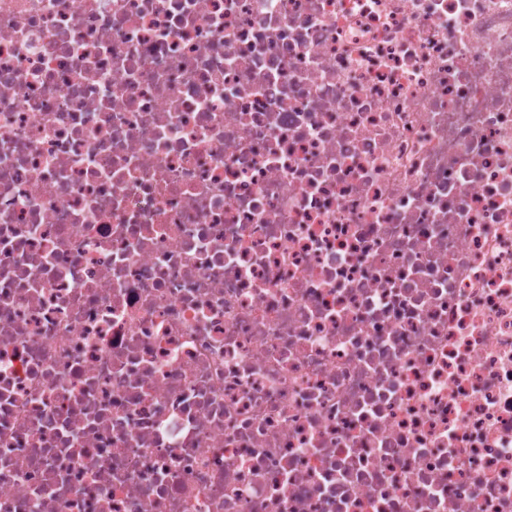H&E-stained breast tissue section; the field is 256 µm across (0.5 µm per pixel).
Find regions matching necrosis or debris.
I'll use <instances>...</instances> for the list:
<instances>
[{
    "mask_svg": "<svg viewBox=\"0 0 512 512\" xmlns=\"http://www.w3.org/2000/svg\"><path fill=\"white\" fill-rule=\"evenodd\" d=\"M0 512H512V0H0Z\"/></svg>",
    "mask_w": 512,
    "mask_h": 512,
    "instance_id": "necrosis-or-debris-1",
    "label": "necrosis or debris"
}]
</instances>
